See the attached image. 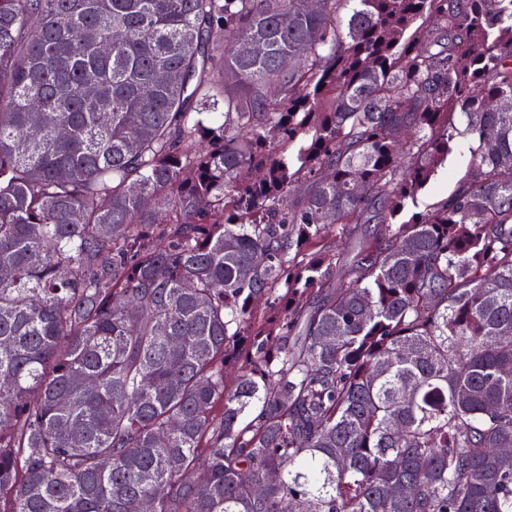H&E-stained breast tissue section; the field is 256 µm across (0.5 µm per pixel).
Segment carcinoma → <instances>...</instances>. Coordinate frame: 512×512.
<instances>
[{
  "instance_id": "obj_1",
  "label": "carcinoma",
  "mask_w": 512,
  "mask_h": 512,
  "mask_svg": "<svg viewBox=\"0 0 512 512\" xmlns=\"http://www.w3.org/2000/svg\"><path fill=\"white\" fill-rule=\"evenodd\" d=\"M504 448L512 0H0V512H512ZM476 147L470 138H462L458 151L448 158V163L441 169L434 180L431 181L420 199V208L433 206L444 201L454 188L457 180L464 174L470 158L471 147Z\"/></svg>"
}]
</instances>
